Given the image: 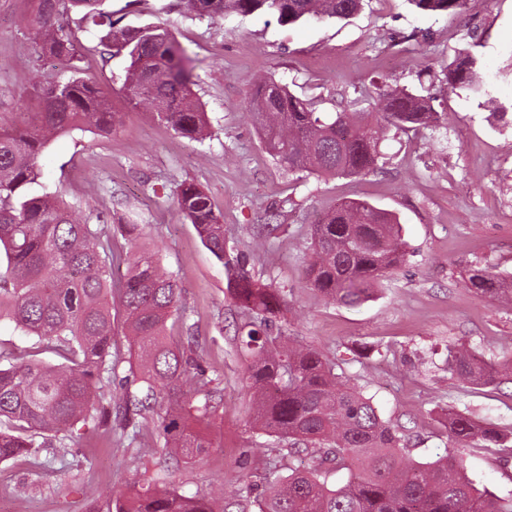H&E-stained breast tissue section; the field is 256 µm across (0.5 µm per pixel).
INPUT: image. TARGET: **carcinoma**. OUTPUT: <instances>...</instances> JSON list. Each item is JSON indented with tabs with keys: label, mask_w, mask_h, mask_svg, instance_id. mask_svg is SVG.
I'll return each instance as SVG.
<instances>
[{
	"label": "carcinoma",
	"mask_w": 512,
	"mask_h": 512,
	"mask_svg": "<svg viewBox=\"0 0 512 512\" xmlns=\"http://www.w3.org/2000/svg\"><path fill=\"white\" fill-rule=\"evenodd\" d=\"M39 58L73 62L81 44L68 29L72 11L101 31L103 60L127 62L122 91L148 102L152 116L175 134L199 141L208 134L206 113L191 89L192 59L162 24L124 23L125 11H154L150 0H128L119 10L105 0H35ZM186 11L212 21L228 14L276 17L282 25L307 18L343 20L363 0H178ZM418 10L461 15L468 0H409ZM478 59L458 53L444 69V82L481 99L493 115L508 107L488 96L476 79ZM425 87L379 89L372 112L320 113L273 78L253 83L251 122L264 149L290 173L358 177L378 170L382 143L395 130L415 134L439 127L436 98ZM38 112L23 126L0 127V320L36 336L59 358L47 364L16 356L0 366V463L34 447L59 444L77 425L137 427L157 399L169 405L153 421L168 464L178 469L211 447L199 428L220 404L217 379L190 355L191 347L168 335L178 315L181 288L157 253L138 243L139 225L124 230L132 250L121 257L105 224L81 223L58 193L37 192L39 157L54 137L75 130L110 133L118 122L112 104L92 78L72 69L65 80L40 86ZM179 212L202 244L224 266L227 290L248 316L238 342L247 356L242 381L251 392L254 430L269 437L267 451L220 497L185 495L171 489L112 492L107 512H512V497L478 489L465 460L454 451L432 462L408 459L410 440L381 418L352 379L316 349L287 341L277 325L285 303L281 291L254 279L243 256L227 247L221 214L196 184L173 190ZM310 254L303 280L327 302L359 306L381 281L405 263L408 244L396 215L360 200H345L310 225ZM126 262L125 279L112 280V265ZM474 291L512 304V277L475 265L466 276ZM122 319L133 361L114 377L112 302ZM448 377L472 385H498L512 378V362L497 365L455 345L448 346ZM445 429L451 446L498 449L512 460V432L492 422L450 411ZM344 471L347 480L329 478Z\"/></svg>",
	"instance_id": "cac0c4a2"
}]
</instances>
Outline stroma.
<instances>
[{"mask_svg": "<svg viewBox=\"0 0 512 512\" xmlns=\"http://www.w3.org/2000/svg\"><path fill=\"white\" fill-rule=\"evenodd\" d=\"M171 2L153 0L152 20L169 25L192 58L206 139L181 138L153 119L147 103H131L121 90L124 64L101 59L95 28L77 29L81 51L73 66L38 59L33 0H0V125H17L34 111L37 82L68 77L73 67L110 98L116 130L52 139L39 159L40 186L63 190L88 223L112 212L116 247L129 245L121 218H135L178 280L179 320L197 338L195 358L222 389L206 428L212 446L196 462L168 470L161 453L137 457L119 430L100 428L68 447L0 463V504L8 512H97L116 489L206 494L236 484L246 459L263 454L240 379L238 309L222 265L176 209L172 192L184 181L223 213L229 247L245 254L256 278L286 294L283 335L352 376L381 417L403 427L415 461L445 454L447 410L511 428L512 382L483 388L450 380L445 359L452 344L493 360L512 343V309L465 282L477 264L512 275V111L491 115L442 78L458 50L470 49L489 94L512 104V0H469L460 16L421 12L408 0H367L346 20L290 25L256 14L192 19ZM270 76L320 112L342 111L353 100L371 111L383 81L422 84L445 99L442 126L415 138L389 136L377 172L299 179L263 149L248 117L250 84ZM349 199L395 213L410 250L376 297L357 308L327 303L303 282L311 224ZM362 343L379 352L360 363L353 350ZM462 454L477 488L512 494V463L486 448Z\"/></svg>", "mask_w": 512, "mask_h": 512, "instance_id": "obj_1", "label": "stroma"}]
</instances>
